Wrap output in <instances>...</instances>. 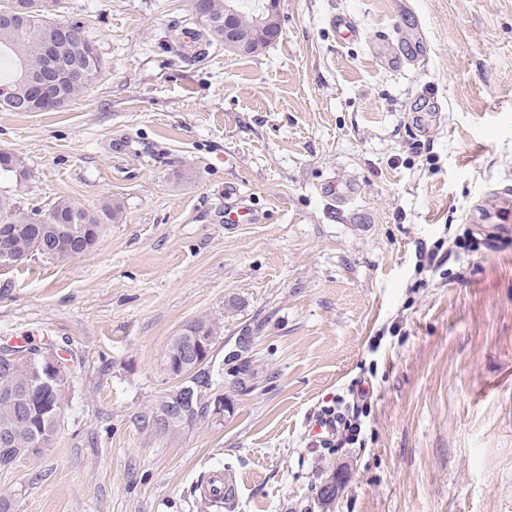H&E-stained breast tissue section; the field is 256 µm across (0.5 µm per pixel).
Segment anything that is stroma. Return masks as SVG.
Instances as JSON below:
<instances>
[{
    "label": "stroma",
    "mask_w": 512,
    "mask_h": 512,
    "mask_svg": "<svg viewBox=\"0 0 512 512\" xmlns=\"http://www.w3.org/2000/svg\"><path fill=\"white\" fill-rule=\"evenodd\" d=\"M58 17L103 68L57 110L0 112L28 172L0 195L125 215L69 262L0 268V345L50 340L75 363L48 447L0 470L15 512H512V219L493 195L512 187V0H280L253 55L185 47L189 0ZM329 177L357 187L342 210ZM237 197L254 217L225 223ZM437 245L446 262L419 269ZM201 318L211 394L234 409L156 431L167 346ZM363 377L364 442L315 447ZM214 470L234 484L220 509L200 495Z\"/></svg>",
    "instance_id": "stroma-1"
}]
</instances>
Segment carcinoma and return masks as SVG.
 <instances>
[{
  "label": "carcinoma",
  "mask_w": 512,
  "mask_h": 512,
  "mask_svg": "<svg viewBox=\"0 0 512 512\" xmlns=\"http://www.w3.org/2000/svg\"><path fill=\"white\" fill-rule=\"evenodd\" d=\"M27 11L23 19L12 28L0 27V57L6 55L13 63L11 75L0 77V111L18 112L22 107L35 100L34 90L28 75L35 73L42 65L41 45L50 35L56 34L52 26L59 23L56 12L60 0H26ZM227 0H204L207 17L199 22L209 41L224 44V12ZM238 11L234 13L237 27L251 30L255 41L266 47L274 36L266 34L254 20V0H237ZM60 54L56 60L59 71L66 73L74 70L88 72L92 79L74 83L63 80L59 84V96L69 102L84 93L102 70V61L95 45L81 34L78 43L60 44ZM27 169L22 158L9 150L0 149V178H25ZM49 224H32L31 215L16 206L9 198L0 197V221L8 220L16 225L9 247L23 260L35 256L53 261L65 262L85 252L88 246H94L98 236L91 241L81 243L68 250L65 244L73 241L79 231H88L101 224L120 221L124 206L117 199H109L97 210L81 207L68 197L56 199L48 208ZM197 381L205 387L202 395L187 403L162 402L151 411L152 424L164 432L181 428L177 417L191 412L198 417L204 416L210 408L206 399L207 390L212 385V375L207 366H202L196 375ZM69 401V389H53L48 393L40 386L31 367L30 358L20 356L10 364L0 360V469H8L20 462V455L27 449H33L32 455L44 451L36 448L40 435L53 438L59 422L57 413Z\"/></svg>",
  "instance_id": "1"
}]
</instances>
